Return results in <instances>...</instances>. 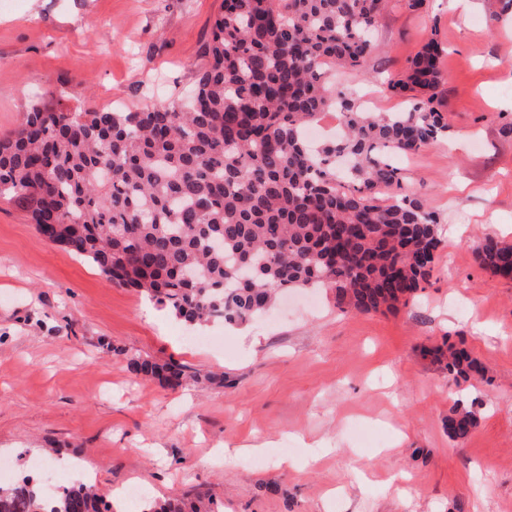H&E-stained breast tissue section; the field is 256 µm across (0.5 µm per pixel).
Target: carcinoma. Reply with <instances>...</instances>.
<instances>
[{
  "label": "carcinoma",
  "mask_w": 512,
  "mask_h": 512,
  "mask_svg": "<svg viewBox=\"0 0 512 512\" xmlns=\"http://www.w3.org/2000/svg\"><path fill=\"white\" fill-rule=\"evenodd\" d=\"M396 1L224 0L192 94L139 111L82 112L34 104L0 136V197L38 232L94 264L106 281L135 288L188 326L243 323L278 293L335 290L336 306L392 311L425 288L441 244L440 218L402 189L396 156L444 137L438 107L445 49L432 39L387 89L401 112H368L336 90L337 70L364 66L382 13ZM329 110L342 133L316 146L305 130ZM480 265L508 277L512 244L485 238ZM458 383L483 368L453 343L423 350ZM136 376L175 389L199 375L175 361L132 356ZM479 422L457 400L448 435ZM0 512H112L76 483L45 496L35 480L0 484ZM140 512H221L210 499L149 498Z\"/></svg>",
  "instance_id": "carcinoma-1"
}]
</instances>
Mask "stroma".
<instances>
[{
    "label": "stroma",
    "mask_w": 512,
    "mask_h": 512,
    "mask_svg": "<svg viewBox=\"0 0 512 512\" xmlns=\"http://www.w3.org/2000/svg\"><path fill=\"white\" fill-rule=\"evenodd\" d=\"M224 0H13L0 8V135L34 103L126 111L188 93ZM490 0L389 8L363 68L336 77L376 112L429 40L445 47L447 136L400 156L406 190L441 219L429 284L394 313L337 308L330 288L289 293L264 319L185 328L144 294L110 285L0 199V463L59 449L100 494H202L224 512H512V279L478 264L485 236L512 243V15ZM466 183L458 191V183ZM461 344L485 369L457 384L424 356ZM203 379L132 377L113 347ZM223 376V384L206 374ZM477 428L448 435L455 399ZM267 447L248 466L247 446ZM327 455L310 463L312 444ZM232 454L215 461L219 448ZM289 466H280L281 458Z\"/></svg>",
    "instance_id": "stroma-1"
}]
</instances>
